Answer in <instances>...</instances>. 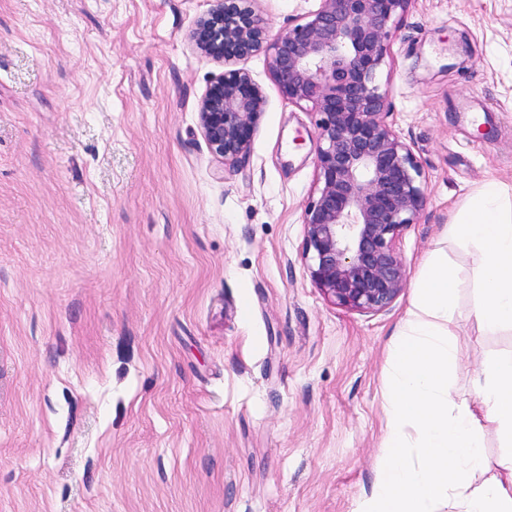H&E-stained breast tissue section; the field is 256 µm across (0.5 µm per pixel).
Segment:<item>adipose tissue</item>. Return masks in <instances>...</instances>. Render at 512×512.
Returning a JSON list of instances; mask_svg holds the SVG:
<instances>
[{
	"mask_svg": "<svg viewBox=\"0 0 512 512\" xmlns=\"http://www.w3.org/2000/svg\"><path fill=\"white\" fill-rule=\"evenodd\" d=\"M447 236L477 257L472 315L479 328L489 336L512 329V196L497 182L482 184ZM459 285L443 251L415 279V299L388 357L380 464L353 512H512V353L483 360L472 380L475 404L453 399ZM489 430L504 452L497 472L478 484Z\"/></svg>",
	"mask_w": 512,
	"mask_h": 512,
	"instance_id": "ef3b65f1",
	"label": "adipose tissue"
}]
</instances>
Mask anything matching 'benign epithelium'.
<instances>
[{
	"instance_id": "1",
	"label": "benign epithelium",
	"mask_w": 512,
	"mask_h": 512,
	"mask_svg": "<svg viewBox=\"0 0 512 512\" xmlns=\"http://www.w3.org/2000/svg\"><path fill=\"white\" fill-rule=\"evenodd\" d=\"M253 2L218 0L195 41L226 62L265 53L282 96L319 115L317 185L303 210L305 268L333 303L383 312L406 285L399 239L426 202L424 172L386 123L388 92L378 81L391 26L409 0H319L303 22L273 36ZM263 109L250 75L225 71L200 108L210 151L236 163Z\"/></svg>"
}]
</instances>
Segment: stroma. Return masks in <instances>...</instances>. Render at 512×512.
Listing matches in <instances>:
<instances>
[{"label": "stroma", "instance_id": "obj_1", "mask_svg": "<svg viewBox=\"0 0 512 512\" xmlns=\"http://www.w3.org/2000/svg\"><path fill=\"white\" fill-rule=\"evenodd\" d=\"M214 0H0V512H352L385 438L388 346L422 263L463 285L455 398L512 330L468 314L476 258L444 234L512 189V0H410L380 81L426 174L387 311L333 304L302 260L317 116L266 54L237 164L200 104ZM319 0H255L271 32Z\"/></svg>", "mask_w": 512, "mask_h": 512}]
</instances>
